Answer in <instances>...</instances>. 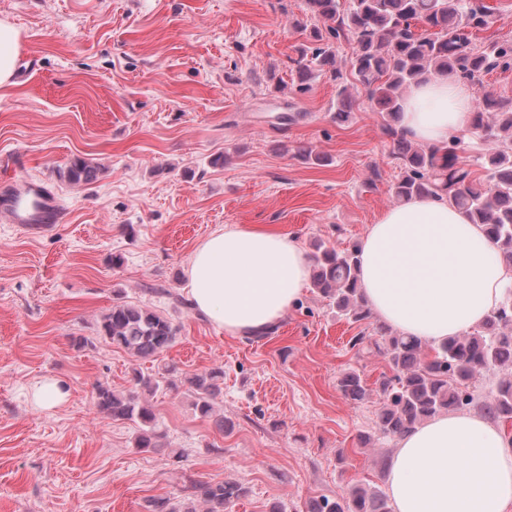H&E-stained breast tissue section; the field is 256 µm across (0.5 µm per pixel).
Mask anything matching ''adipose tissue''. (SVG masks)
Listing matches in <instances>:
<instances>
[{
	"instance_id": "ef3b65f1",
	"label": "adipose tissue",
	"mask_w": 512,
	"mask_h": 512,
	"mask_svg": "<svg viewBox=\"0 0 512 512\" xmlns=\"http://www.w3.org/2000/svg\"><path fill=\"white\" fill-rule=\"evenodd\" d=\"M472 110L468 86L439 76L409 86L400 124L408 138L439 144L469 129ZM358 253L372 313L432 345L482 324L512 284L482 225L444 201L385 210ZM187 276L194 311L242 334L273 326L301 300L309 259L288 234L236 225L195 247ZM385 480L394 512H512V440L481 415H439L396 441Z\"/></svg>"
}]
</instances>
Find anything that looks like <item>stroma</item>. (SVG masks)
Returning <instances> with one entry per match:
<instances>
[{"instance_id":"35a3bbf8","label":"stroma","mask_w":512,"mask_h":512,"mask_svg":"<svg viewBox=\"0 0 512 512\" xmlns=\"http://www.w3.org/2000/svg\"><path fill=\"white\" fill-rule=\"evenodd\" d=\"M304 16V0H0V20L22 32L16 83L0 89V187L39 181L67 212L49 232L0 221V512H144L184 500L191 480L243 484L231 512H307L356 484L385 489L394 443L359 439L378 432L389 367L349 345L378 318L350 322L309 286L258 339L196 314L185 291L192 251L217 229L272 228L309 253L360 240L395 203L400 169L373 105L337 122L326 75L278 91L297 81ZM287 112L302 118L279 123ZM303 146L324 163L301 160ZM78 158L99 166L96 181L65 179ZM118 299L178 327L161 360L99 338ZM163 362L177 368L153 400L167 448L145 451L135 424L94 397ZM217 367L224 392L202 418L185 380ZM351 370L364 400L340 389ZM46 378L66 398L40 409L29 390Z\"/></svg>"}]
</instances>
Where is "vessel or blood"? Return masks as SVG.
<instances>
[{
	"instance_id": "b4317fda",
	"label": "vessel or blood",
	"mask_w": 512,
	"mask_h": 512,
	"mask_svg": "<svg viewBox=\"0 0 512 512\" xmlns=\"http://www.w3.org/2000/svg\"><path fill=\"white\" fill-rule=\"evenodd\" d=\"M0 209L11 223L28 230L45 231L66 219V209L55 193L32 181L0 190Z\"/></svg>"
}]
</instances>
